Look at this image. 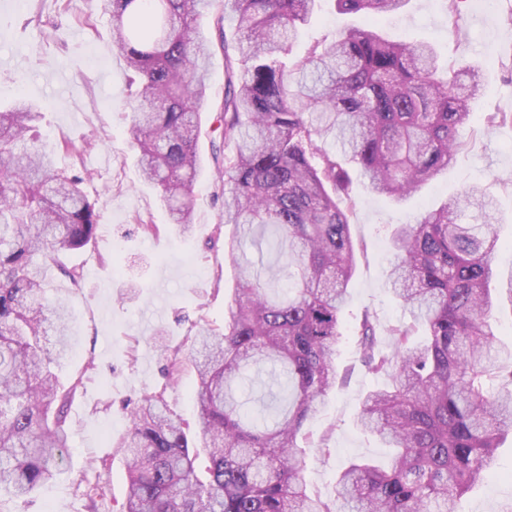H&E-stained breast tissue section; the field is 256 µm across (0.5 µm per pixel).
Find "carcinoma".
<instances>
[{
	"label": "carcinoma",
	"mask_w": 512,
	"mask_h": 512,
	"mask_svg": "<svg viewBox=\"0 0 512 512\" xmlns=\"http://www.w3.org/2000/svg\"><path fill=\"white\" fill-rule=\"evenodd\" d=\"M318 0H98L125 59L128 133L144 181L169 223L193 224L209 66L224 53V96L212 158L224 172L225 256L239 265L224 329L193 341L195 428L163 393L143 396L117 443L126 461L123 512H457L486 480L503 433L512 432V346L492 322L496 282L512 299V271L492 263L497 207L478 186L390 236L388 279L410 321L380 330L364 312L355 344L365 367L387 374L358 415L362 430L395 449L379 467L356 460L333 503L301 479L306 423L336 386L341 313L355 270L348 166L371 189L402 199L448 168L463 146L480 91L475 69L437 77L425 42L368 27L289 57ZM343 14L386 15L408 0H334ZM236 22L227 35V20ZM38 111L19 99L0 109V492L31 495L54 479L68 447L67 405L82 384H60L68 313L46 305L47 269L95 242L99 212L84 178L55 169ZM330 139L335 150L317 146ZM277 230L281 267L239 264L243 241ZM55 344L46 345L49 330Z\"/></svg>",
	"instance_id": "carcinoma-1"
}]
</instances>
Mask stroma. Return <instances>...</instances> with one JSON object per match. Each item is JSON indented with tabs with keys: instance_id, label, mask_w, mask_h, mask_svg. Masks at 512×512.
<instances>
[{
	"instance_id": "stroma-1",
	"label": "stroma",
	"mask_w": 512,
	"mask_h": 512,
	"mask_svg": "<svg viewBox=\"0 0 512 512\" xmlns=\"http://www.w3.org/2000/svg\"><path fill=\"white\" fill-rule=\"evenodd\" d=\"M460 10L462 32L456 35L443 0H410L403 12L378 21L337 14L332 0H324L293 48L304 54L346 23L374 25L394 40L430 42L450 66H475L483 75L473 121L462 131L464 146L447 170L400 202L373 192L366 178H354L349 220L358 262L342 313L339 379L306 427L302 471L311 492L326 501L335 499L337 476L350 460L383 465L391 455L357 426L362 399L379 379L363 366L351 333L366 311L383 328L409 317L388 282L393 227L479 186L498 202L501 245L494 264L512 268V119L492 128L482 122L486 112L512 116V0H495L491 9L485 0H462ZM20 97L37 106L56 167L85 177L100 220L95 246L65 258L67 266L82 269L81 287H72L59 270L48 273L50 300L63 303L70 315L57 374L65 384L82 380L68 408L61 473L28 497L0 496V512H122L127 476L114 445L127 430L129 408L160 392L194 422V368L183 364L170 377L169 356H187L199 330L223 328L237 282V269L224 257L233 227L224 221L220 176L211 159L213 116L203 119L195 222L185 233L168 223L156 192L140 178L125 120L127 71L97 0H0V106ZM144 222L156 224L157 234L144 235ZM459 510L512 512V433L490 477L462 498Z\"/></svg>"
}]
</instances>
